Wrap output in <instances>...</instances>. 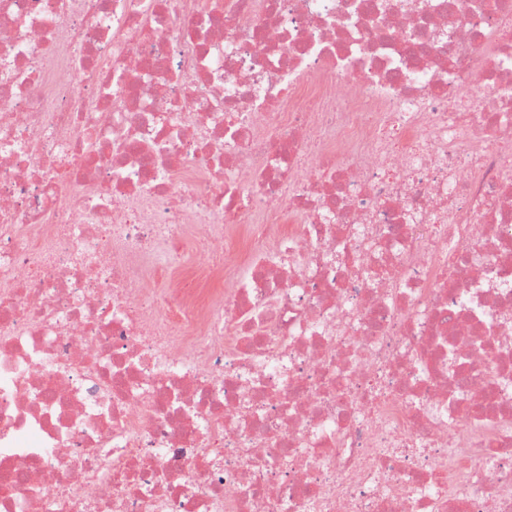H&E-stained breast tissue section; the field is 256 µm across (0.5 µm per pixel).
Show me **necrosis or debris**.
I'll use <instances>...</instances> for the list:
<instances>
[{
	"instance_id": "necrosis-or-debris-1",
	"label": "necrosis or debris",
	"mask_w": 512,
	"mask_h": 512,
	"mask_svg": "<svg viewBox=\"0 0 512 512\" xmlns=\"http://www.w3.org/2000/svg\"><path fill=\"white\" fill-rule=\"evenodd\" d=\"M0 0V512H512V0Z\"/></svg>"
}]
</instances>
